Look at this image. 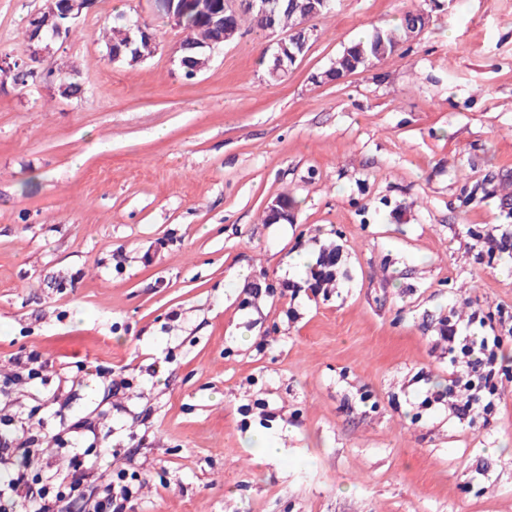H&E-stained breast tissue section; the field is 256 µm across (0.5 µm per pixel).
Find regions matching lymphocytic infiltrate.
Listing matches in <instances>:
<instances>
[{"instance_id":"lymphocytic-infiltrate-1","label":"lymphocytic infiltrate","mask_w":512,"mask_h":512,"mask_svg":"<svg viewBox=\"0 0 512 512\" xmlns=\"http://www.w3.org/2000/svg\"><path fill=\"white\" fill-rule=\"evenodd\" d=\"M485 316L474 310L467 322H442L437 338L446 342L461 362V369L451 371L444 390L422 394L421 406L447 407L457 419H464L473 406H480L488 417L502 412V401L496 379L512 369V360L503 353L504 339L480 332ZM88 429L83 421L60 427L51 434H33L28 422L16 421L11 434H0V467H7L0 482V497L21 503L25 512H54L64 498H71L78 512H131L136 489L125 482L124 473L110 475L102 470L100 461L112 453L108 433L93 432L91 446L96 456L77 459L72 472L53 473L46 477L33 475L30 462L42 445H62L66 435Z\"/></svg>"}]
</instances>
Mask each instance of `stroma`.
Wrapping results in <instances>:
<instances>
[{
    "instance_id": "35a3bbf8",
    "label": "stroma",
    "mask_w": 512,
    "mask_h": 512,
    "mask_svg": "<svg viewBox=\"0 0 512 512\" xmlns=\"http://www.w3.org/2000/svg\"><path fill=\"white\" fill-rule=\"evenodd\" d=\"M45 6L0 0V56H26ZM420 9L398 53L314 81ZM120 13L151 24L152 57L108 63ZM312 25L280 80L258 29L188 78L150 0H98L38 78L0 77V380L51 362L0 413L110 427L133 512H512V376L489 422L418 405L448 383L440 320L512 309V255L474 240L512 232V0H334ZM62 67L81 96L45 79ZM283 194L291 222L266 223ZM323 248L341 254L327 292L268 293ZM259 398L273 417L242 419ZM16 367L18 371L13 375V380L21 383L42 375L47 370L48 361L43 359L39 352L30 351L25 356L17 358Z\"/></svg>"
}]
</instances>
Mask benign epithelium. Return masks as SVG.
<instances>
[{
	"instance_id": "obj_1",
	"label": "benign epithelium",
	"mask_w": 512,
	"mask_h": 512,
	"mask_svg": "<svg viewBox=\"0 0 512 512\" xmlns=\"http://www.w3.org/2000/svg\"><path fill=\"white\" fill-rule=\"evenodd\" d=\"M157 13L162 14L181 26V20L188 5H194L209 18L208 33L205 37L190 44L183 40L178 44L180 65L188 76H194L205 68L212 53L224 45L228 32L224 31V15L235 17L238 14L258 7L266 11L265 0H151ZM96 7V0H46V8L28 19L26 39L28 55L25 60L0 58V75L7 78L23 72L31 76L36 74L33 65L40 62L43 56L50 52L51 45L57 40H64L71 33L78 20L84 14H90ZM414 21L410 24V38H416L429 25L431 13L426 10L413 12ZM125 42L108 43L106 57L112 63L128 60L135 64L144 60L139 43L153 44L156 35L148 23L141 18L122 16ZM316 37V29L307 24L290 31L276 41L272 53V65L269 72L277 77L288 72L299 56L307 48L309 42ZM291 216L288 203L282 198H276L267 207V220L277 224Z\"/></svg>"
}]
</instances>
